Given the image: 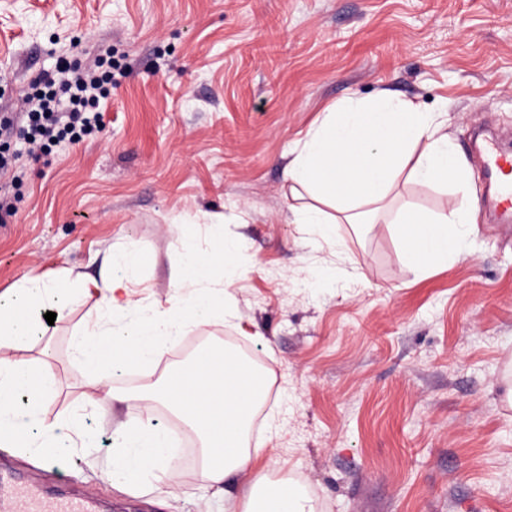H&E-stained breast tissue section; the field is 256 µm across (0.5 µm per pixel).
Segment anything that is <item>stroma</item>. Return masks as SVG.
Returning <instances> with one entry per match:
<instances>
[{
    "mask_svg": "<svg viewBox=\"0 0 512 512\" xmlns=\"http://www.w3.org/2000/svg\"><path fill=\"white\" fill-rule=\"evenodd\" d=\"M105 47L101 131L23 157L18 210L0 217V293L31 272L83 289L54 328L33 312V334L0 348L52 379L34 448L0 447V467L109 512H224L243 495L253 473L219 491L193 470L113 487L114 433L143 414L122 396L141 383L104 370L121 399L95 411L74 349L104 312L97 284L126 277L141 308L165 302L186 246L225 236L239 243L224 264L233 318L189 325L146 380L189 359L193 337H231L271 376L250 436L260 465L316 512H512V224L491 222L471 147L481 129L512 143V0H0V113L59 55L86 66ZM385 89L448 125L464 187L398 192L430 213L473 207L467 259L423 272L393 225L340 224L328 246L291 221L289 150L327 107ZM60 420L87 445L42 461L41 425Z\"/></svg>",
    "mask_w": 512,
    "mask_h": 512,
    "instance_id": "1",
    "label": "stroma"
}]
</instances>
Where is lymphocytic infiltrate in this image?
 Wrapping results in <instances>:
<instances>
[{"mask_svg": "<svg viewBox=\"0 0 512 512\" xmlns=\"http://www.w3.org/2000/svg\"><path fill=\"white\" fill-rule=\"evenodd\" d=\"M111 82V70L84 71L67 55H59L54 70L32 80L21 121L0 118V169L16 161L8 152L13 137H22L33 152L98 132L101 115L95 105Z\"/></svg>", "mask_w": 512, "mask_h": 512, "instance_id": "1", "label": "lymphocytic infiltrate"}]
</instances>
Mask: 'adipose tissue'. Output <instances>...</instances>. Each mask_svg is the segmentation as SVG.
<instances>
[{
	"label": "adipose tissue",
	"mask_w": 512,
	"mask_h": 512,
	"mask_svg": "<svg viewBox=\"0 0 512 512\" xmlns=\"http://www.w3.org/2000/svg\"><path fill=\"white\" fill-rule=\"evenodd\" d=\"M284 178L295 223L312 228L322 238H331L336 225L370 224L391 214L408 259L420 269L466 256L464 243L474 231L469 210L431 216L408 204L396 211L391 208L399 180L436 185L465 180L444 122L391 91H381L371 101L352 96L326 108L318 125L295 143ZM234 251L230 242L216 256L186 250L183 273L172 294L148 312L136 313L123 279L115 277L99 285L108 319L86 325L77 334L82 384L93 402L102 405L112 397L101 376L104 344L112 346L113 370L123 371L132 359L154 362L163 353L162 339L180 335L189 324L232 316L216 258ZM51 286V281L31 274L19 287L0 294V347L32 332L31 313ZM219 362L220 370L211 371L201 360H193L178 370L175 381L137 396L148 405L162 403L195 432L202 478L217 487L233 474L258 469L259 451L249 443L250 422L269 392L266 373L246 367L229 353ZM48 386V377L34 373L29 364L0 358V446L31 447L29 429ZM20 394L28 397L27 409H18L15 403ZM117 445L121 453L113 460V484L130 482L152 468L174 481L176 471L166 455L170 438L149 409L134 429L118 431ZM227 512H315V508L290 481L268 484L259 477L240 504H228Z\"/></svg>",
	"instance_id": "obj_1"
}]
</instances>
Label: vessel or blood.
I'll list each match as a JSON object with an SVG mask.
<instances>
[{"label": "vessel or blood", "instance_id": "vessel-or-blood-1", "mask_svg": "<svg viewBox=\"0 0 512 512\" xmlns=\"http://www.w3.org/2000/svg\"><path fill=\"white\" fill-rule=\"evenodd\" d=\"M475 149L483 160L488 183L486 203L499 223H511L512 153L492 140L477 143ZM0 512H95V507L78 496L43 497L29 484L0 493Z\"/></svg>", "mask_w": 512, "mask_h": 512}]
</instances>
